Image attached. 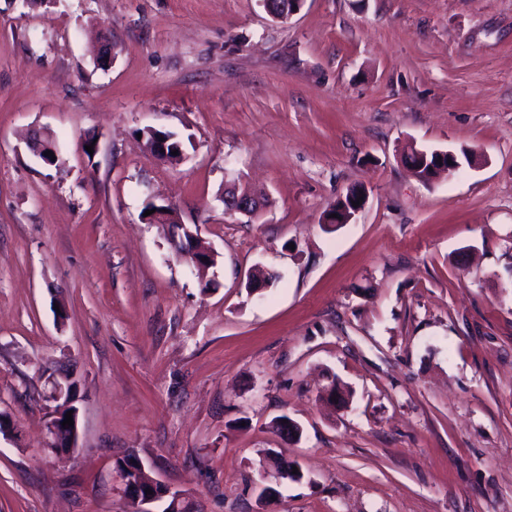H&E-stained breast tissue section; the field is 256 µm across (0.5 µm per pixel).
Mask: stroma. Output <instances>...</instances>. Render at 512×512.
<instances>
[{
	"label": "stroma",
	"mask_w": 512,
	"mask_h": 512,
	"mask_svg": "<svg viewBox=\"0 0 512 512\" xmlns=\"http://www.w3.org/2000/svg\"><path fill=\"white\" fill-rule=\"evenodd\" d=\"M410 141L477 162L423 182ZM234 182L259 219L225 213ZM0 413V512H131V455L194 512H512V0H0ZM359 193H360V190H358L357 188H351L347 191L344 198L338 199L336 201V204L333 205L334 211L329 212L327 214L326 218H329L332 213H336V214H338V218H336V223H338V224H329L325 221H323V224H325L327 226L332 225V226L336 227L339 224L346 222L352 215H354V211H355V213L360 211L365 203V193H364V202L362 203V207H359L355 210L356 207L352 206V202L358 201ZM352 218H353V216L351 217V219ZM351 219H349L345 224L349 223ZM72 381L73 380L67 376L63 381L53 379V390L50 395V399L55 403V406L50 412L51 416L47 428L51 439L55 442L56 448L54 449V452L60 457L69 455L75 448H77L78 409L76 406H73L76 402V386ZM70 410H73L72 418L74 425H66V428H63L62 422L65 419L66 413ZM61 431L66 433H62Z\"/></svg>",
	"instance_id": "35a3bbf8"
}]
</instances>
